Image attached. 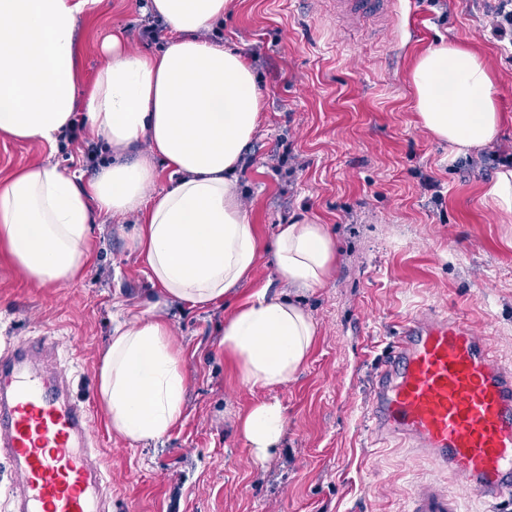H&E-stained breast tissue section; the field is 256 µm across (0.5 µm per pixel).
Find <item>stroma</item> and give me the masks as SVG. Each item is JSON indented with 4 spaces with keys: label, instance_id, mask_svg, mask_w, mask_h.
<instances>
[{
    "label": "stroma",
    "instance_id": "obj_1",
    "mask_svg": "<svg viewBox=\"0 0 512 512\" xmlns=\"http://www.w3.org/2000/svg\"><path fill=\"white\" fill-rule=\"evenodd\" d=\"M494 0H403L391 22L347 26L329 0H234L215 35L253 61L264 121L246 149L243 205L269 240L276 225L310 217L337 241L336 269L302 304L317 324L297 380L274 394L289 428L254 463L236 417L266 399L240 384L224 353L227 308L161 307L189 375L184 416L156 444L113 434L96 371L114 326L158 290L130 246L134 217L100 218L95 259L60 286L27 281L0 260V356L19 338L51 337L75 400L91 415L109 512H410L418 487L441 482L416 449L367 421V379L401 320L448 312L512 366V228L481 199L512 158V126L482 152L454 155L411 109L413 59L438 37L480 52L503 111L512 113V43L494 39ZM143 0H99L80 28L81 71L92 81L113 27H141ZM112 152L89 132L56 149L0 136V178L52 162L92 171Z\"/></svg>",
    "mask_w": 512,
    "mask_h": 512
}]
</instances>
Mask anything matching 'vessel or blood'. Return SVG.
Masks as SVG:
<instances>
[{"label":"vessel or blood","mask_w":512,"mask_h":512,"mask_svg":"<svg viewBox=\"0 0 512 512\" xmlns=\"http://www.w3.org/2000/svg\"><path fill=\"white\" fill-rule=\"evenodd\" d=\"M400 0H334L348 23L396 16ZM52 342H17L0 360V456L17 476V512H103L104 477L91 459L87 409L62 392ZM375 429L426 449L456 486L479 497L512 495V370L459 318L399 322L371 379ZM413 512H459L458 497L420 489Z\"/></svg>","instance_id":"vessel-or-blood-1"}]
</instances>
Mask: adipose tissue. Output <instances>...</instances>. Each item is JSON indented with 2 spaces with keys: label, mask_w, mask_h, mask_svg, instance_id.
<instances>
[{
  "label": "adipose tissue",
  "mask_w": 512,
  "mask_h": 512,
  "mask_svg": "<svg viewBox=\"0 0 512 512\" xmlns=\"http://www.w3.org/2000/svg\"><path fill=\"white\" fill-rule=\"evenodd\" d=\"M98 2L0 0V134L53 148L80 111L112 150L111 164L89 179L50 163L0 179V255L30 282L66 284L92 260L96 220L135 216L133 245L160 304H231L224 352L243 386L268 394L237 427L264 463L288 431L271 392L296 380L317 334L300 299L327 284L336 242L313 221L278 225L265 249L283 292L240 299L264 249L238 191L263 112L251 60L208 37L233 0H151L167 25L163 45L131 52L124 28H113L108 60L87 84L77 32ZM409 82L419 123L455 154L485 149L512 122L485 59L463 44L419 53ZM96 378L113 433L129 442H159L183 418L188 378L169 323L151 310L114 328Z\"/></svg>",
  "instance_id": "1"
}]
</instances>
